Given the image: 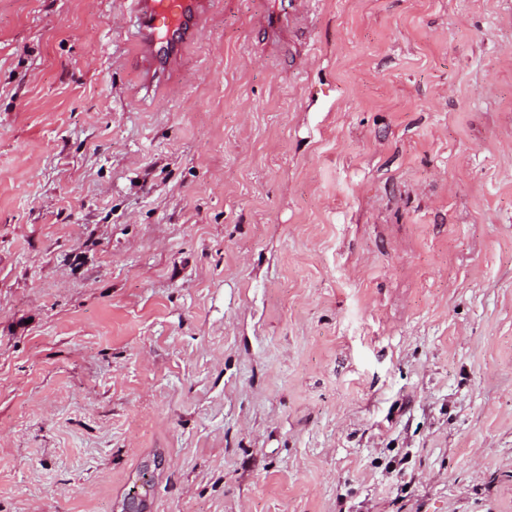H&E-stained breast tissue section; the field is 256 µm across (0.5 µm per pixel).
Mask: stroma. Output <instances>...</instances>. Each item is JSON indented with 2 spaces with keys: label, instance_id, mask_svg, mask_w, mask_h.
<instances>
[{
  "label": "stroma",
  "instance_id": "35a3bbf8",
  "mask_svg": "<svg viewBox=\"0 0 512 512\" xmlns=\"http://www.w3.org/2000/svg\"><path fill=\"white\" fill-rule=\"evenodd\" d=\"M0 0V512H512V0ZM140 52L134 60L150 91L172 76L182 49L197 41L217 0H127Z\"/></svg>",
  "mask_w": 512,
  "mask_h": 512
}]
</instances>
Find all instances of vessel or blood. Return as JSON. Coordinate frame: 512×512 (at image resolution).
<instances>
[{"mask_svg": "<svg viewBox=\"0 0 512 512\" xmlns=\"http://www.w3.org/2000/svg\"><path fill=\"white\" fill-rule=\"evenodd\" d=\"M140 52L134 60L145 88L172 76L182 49L197 41L217 0H128Z\"/></svg>", "mask_w": 512, "mask_h": 512, "instance_id": "vessel-or-blood-1", "label": "vessel or blood"}]
</instances>
